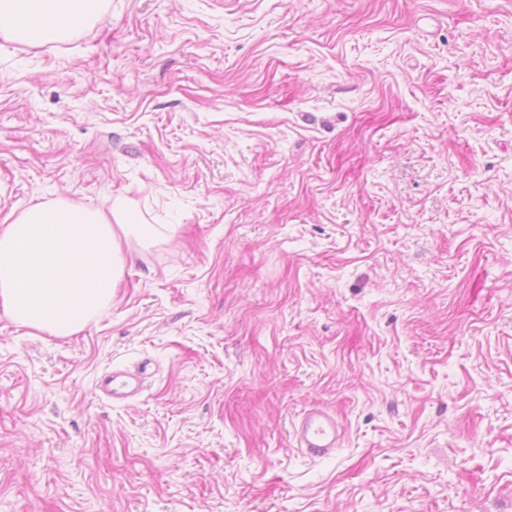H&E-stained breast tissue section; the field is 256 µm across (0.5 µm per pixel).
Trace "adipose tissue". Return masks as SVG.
<instances>
[{"mask_svg":"<svg viewBox=\"0 0 512 512\" xmlns=\"http://www.w3.org/2000/svg\"><path fill=\"white\" fill-rule=\"evenodd\" d=\"M100 3L0 0V32L40 45L90 23ZM156 239V226L133 223L119 201L106 211L66 199L28 207L0 225V309L29 330L74 335L111 306L124 245Z\"/></svg>","mask_w":512,"mask_h":512,"instance_id":"adipose-tissue-1","label":"adipose tissue"}]
</instances>
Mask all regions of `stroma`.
<instances>
[{
    "label": "stroma",
    "mask_w": 512,
    "mask_h": 512,
    "mask_svg": "<svg viewBox=\"0 0 512 512\" xmlns=\"http://www.w3.org/2000/svg\"><path fill=\"white\" fill-rule=\"evenodd\" d=\"M57 196L165 232L79 334L0 311V512H512V0L0 37V225ZM312 405L331 457L293 441ZM145 367L142 372L105 371L97 380L96 392L112 401H121L140 392L144 386ZM343 423L335 413L316 405L293 425L296 446L313 458L336 453L343 439Z\"/></svg>",
    "instance_id": "1"
}]
</instances>
